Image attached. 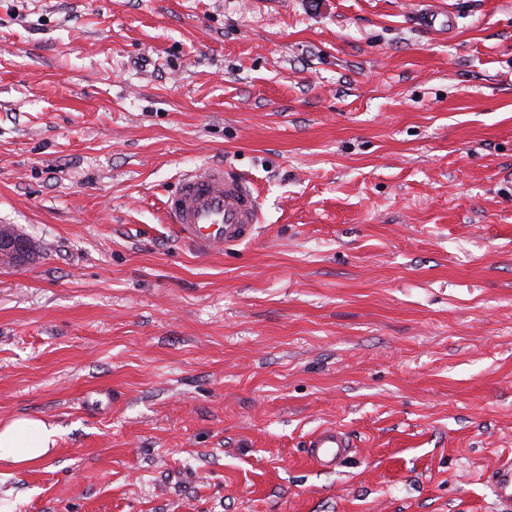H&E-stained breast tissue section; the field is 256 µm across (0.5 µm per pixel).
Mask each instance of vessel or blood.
<instances>
[{
	"label": "vessel or blood",
	"instance_id": "vessel-or-blood-1",
	"mask_svg": "<svg viewBox=\"0 0 512 512\" xmlns=\"http://www.w3.org/2000/svg\"><path fill=\"white\" fill-rule=\"evenodd\" d=\"M166 214L180 238L197 254H219L253 237L259 220L258 197L240 175L221 165L187 173L165 202ZM336 428L315 432L306 445L313 462L335 468L350 453ZM497 512H512V459L490 475Z\"/></svg>",
	"mask_w": 512,
	"mask_h": 512
}]
</instances>
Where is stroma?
I'll use <instances>...</instances> for the list:
<instances>
[{"instance_id":"obj_1","label":"stroma","mask_w":512,"mask_h":512,"mask_svg":"<svg viewBox=\"0 0 512 512\" xmlns=\"http://www.w3.org/2000/svg\"><path fill=\"white\" fill-rule=\"evenodd\" d=\"M213 162L261 224L200 256ZM1 224L0 423L61 434L0 512H494L512 0H0ZM165 210L180 238L200 255L223 253L251 239L259 220L257 195L224 165L187 173L167 197ZM346 437L334 427L315 432L306 444V452L313 462L334 469L351 452Z\"/></svg>"}]
</instances>
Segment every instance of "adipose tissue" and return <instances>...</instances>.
Wrapping results in <instances>:
<instances>
[{
    "label": "adipose tissue",
    "mask_w": 512,
    "mask_h": 512,
    "mask_svg": "<svg viewBox=\"0 0 512 512\" xmlns=\"http://www.w3.org/2000/svg\"><path fill=\"white\" fill-rule=\"evenodd\" d=\"M58 428L29 417L0 425V461L19 469L33 466L52 451Z\"/></svg>",
    "instance_id": "1"
}]
</instances>
